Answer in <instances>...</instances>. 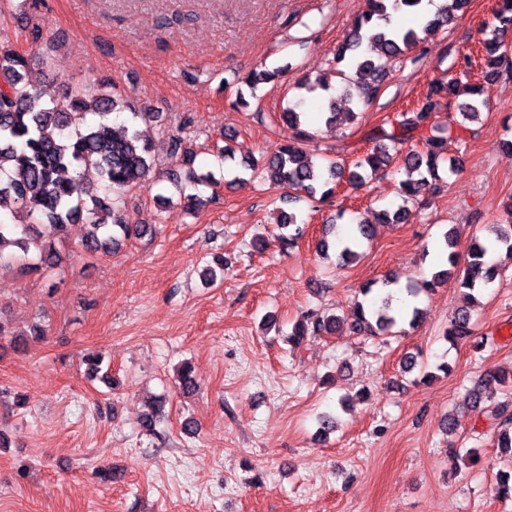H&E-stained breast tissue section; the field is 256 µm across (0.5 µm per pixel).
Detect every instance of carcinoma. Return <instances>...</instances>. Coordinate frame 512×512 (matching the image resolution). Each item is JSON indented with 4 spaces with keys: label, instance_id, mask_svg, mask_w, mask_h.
Returning a JSON list of instances; mask_svg holds the SVG:
<instances>
[{
    "label": "carcinoma",
    "instance_id": "cac0c4a2",
    "mask_svg": "<svg viewBox=\"0 0 512 512\" xmlns=\"http://www.w3.org/2000/svg\"><path fill=\"white\" fill-rule=\"evenodd\" d=\"M422 0H368L369 11L357 18L336 49V60L345 65L350 76H344L339 97L346 102L343 113L336 112V97L321 99L329 124L338 116L353 120L357 111L368 107L382 90L390 62L426 42L441 31L451 16L448 7L435 15H418L419 23L402 28L393 23V15L400 11L413 12ZM512 30V0H496L492 18L484 25L481 52L486 54L485 78H495L512 71V43L507 34ZM30 58L26 53L0 48V263L18 260L23 268L38 272L56 265L55 240L79 235L78 245L90 252L112 253L123 241L144 230L136 224L116 219L110 221L111 203L98 195V190L81 185V171H98L102 188L114 193L126 190L145 179L155 165L151 141L140 131H113L109 116L116 111L118 102L107 91V81L99 84L98 92L86 94L81 90H68L62 95L42 101L43 93L25 82ZM281 70L270 72L254 70L245 76L235 75L224 84L244 83L253 88L259 83L277 79ZM478 88L471 89V97L458 101L455 82L435 80L424 97L413 108L390 121L391 129L379 127L373 131L376 145L353 163L347 172L338 161L324 166L307 153L304 142L312 135L303 129V101L298 100L284 109L282 124L292 130L284 136L277 148L263 158L264 171L271 184L301 191L314 197L317 188L332 180L348 175L350 184L365 181V176L386 170L394 157L403 156L404 166L411 177L401 183L404 204L395 210L379 213L383 224H402L410 216L405 203L416 198L425 189L438 190L442 180L440 165L453 174L456 167L448 157V139L454 128L464 127L479 119L484 101L477 98ZM447 97V107L456 108L448 113V123L433 120L441 96ZM95 113L100 121L86 122V115ZM191 123L184 118L180 127L166 131L171 143V157L191 162L192 151L186 147L182 133ZM415 132H426L423 148L403 151V143ZM417 178H412V174ZM169 180L183 205L193 210L202 204L198 187L211 184V175L199 174L193 169L169 172ZM25 216L29 224L19 226L8 222ZM277 241L281 250L297 245L302 229L293 212L281 215ZM494 238L474 244L464 268H458L453 253L448 251L451 234L443 235V250L447 251L446 268L433 271L430 278L410 284L405 292L412 298L427 293L455 277L465 296L473 300L495 281L500 265L487 259L494 250L512 260V225H500L493 230ZM373 225L360 222L352 225L347 234L336 233L334 246L342 263L361 256L359 248L371 240ZM394 284L389 278L377 287L368 286L364 294L371 295L367 303L355 304L346 320L350 332L373 336L388 335L397 326L414 327L420 312L417 307L402 314L394 310ZM341 319L332 315L309 312L295 323L289 342L298 347L307 336L331 335L340 326ZM474 336L470 312L459 309L449 320L445 338L454 345ZM502 379L490 375L466 391L464 405L479 409L497 426V447L512 449V406L501 402L493 407L485 405L484 387Z\"/></svg>",
    "mask_w": 512,
    "mask_h": 512
}]
</instances>
